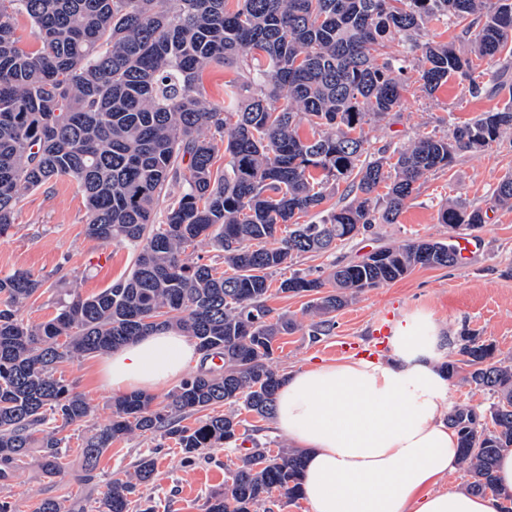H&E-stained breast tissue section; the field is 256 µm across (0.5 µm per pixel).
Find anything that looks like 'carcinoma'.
I'll list each match as a JSON object with an SVG mask.
<instances>
[{"label": "carcinoma", "instance_id": "cac0c4a2", "mask_svg": "<svg viewBox=\"0 0 512 512\" xmlns=\"http://www.w3.org/2000/svg\"><path fill=\"white\" fill-rule=\"evenodd\" d=\"M0 0V236L13 224L23 190L67 177L86 201L87 235L133 247L128 275L96 294L55 298V316L29 323L20 306L42 276L0 277V486L32 451L45 477L63 471L68 427L88 422L89 402L58 375L61 364L107 354L140 336L176 330L207 362L165 397L134 393L112 400L108 423L84 437V477H94L112 443L158 433L180 450L184 467L203 450L238 440L239 411L273 414L284 375L275 345L297 328L266 305L273 276L294 259L326 252L373 224H394L416 185L447 168L459 151H479L512 130V87L500 109L481 112L446 137H422L389 156L369 154L365 125L399 108L407 70L431 95L457 78L481 95L482 62L512 54V0ZM33 25L36 46H21L15 19ZM455 19L467 47L420 41L432 21ZM395 35L404 52H383ZM231 70L224 106L205 101L208 69ZM224 152V168L216 166ZM387 184L384 197L376 194ZM340 208L325 204L339 189ZM512 205V173L491 196ZM319 222L300 219L311 212ZM483 208L443 206L450 228L485 224ZM209 240L227 270L200 264ZM453 247L413 241L382 247L327 275L295 272L277 293L314 294L312 333L330 330L358 294L416 267H449ZM232 274H227V271ZM441 372L494 398L486 411L448 412L469 490L500 496L494 468L512 448V361L469 329L460 331ZM231 411L213 414L217 406ZM192 426L183 424L194 414ZM109 482L98 512H153L133 500L153 481L157 455ZM305 455L283 447L245 449L224 492L207 512H257L278 490L302 496Z\"/></svg>", "mask_w": 512, "mask_h": 512}]
</instances>
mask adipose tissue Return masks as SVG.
I'll return each instance as SVG.
<instances>
[{
  "label": "adipose tissue",
  "mask_w": 512,
  "mask_h": 512,
  "mask_svg": "<svg viewBox=\"0 0 512 512\" xmlns=\"http://www.w3.org/2000/svg\"><path fill=\"white\" fill-rule=\"evenodd\" d=\"M434 331L430 318L407 316L390 359L302 368L284 380L273 422L307 453L310 512H500V498L438 487L456 471L459 448ZM198 358L189 337L163 331L105 356L100 371L120 397L161 389Z\"/></svg>",
  "instance_id": "1"
}]
</instances>
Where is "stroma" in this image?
I'll list each match as a JSON object with an SVG mask.
<instances>
[{
  "label": "stroma",
  "instance_id": "stroma-1",
  "mask_svg": "<svg viewBox=\"0 0 512 512\" xmlns=\"http://www.w3.org/2000/svg\"><path fill=\"white\" fill-rule=\"evenodd\" d=\"M488 82L479 98L465 94L458 80H450L434 94L412 83L403 104L388 117L369 124L372 149L394 151L420 137L443 135L453 125L478 113L501 107L506 96L496 80L512 84V56L488 62ZM512 173V135L479 152H462L447 169L428 175L407 201L393 224H375L353 239L337 243L334 250L301 259L305 269H326L335 263H352L382 246L410 241L451 240L455 231L439 223L438 212L448 203L463 207L484 205L498 181ZM85 200L76 184L67 179L51 181L34 191L23 192L15 206L13 224L0 238V275L29 270L45 275L41 294L19 310L29 323H39L56 313L54 298L61 291L88 296L127 274L135 253L126 244L103 245L86 234ZM479 240L469 257L447 268H415L402 279L369 290L337 312L334 327L313 335L311 316L305 315L307 298L272 295L268 304L275 313L296 315L300 326L282 337L275 353L281 374L302 367L352 358L353 344H367L370 327L378 313L391 311L405 316L419 311L431 317L440 338L448 339L469 328L496 344L502 356L512 357V207L489 210L478 230ZM97 358H84L61 365L64 378L94 406L90 424L66 429V472L46 479L36 461L19 470L0 492L11 498L15 512H35L40 499L61 500L66 512H96L110 479L133 472L138 461L157 445L165 450L157 460L151 484L141 488L154 512H206L212 493L223 491L235 469L239 449L261 443L271 449L288 439L272 420L242 413L236 445L208 450L191 469L181 464V453L172 441L150 433H135L113 445L103 456L92 480H83L81 441L91 425L111 417L113 396L101 382Z\"/></svg>",
  "mask_w": 512,
  "mask_h": 512
}]
</instances>
